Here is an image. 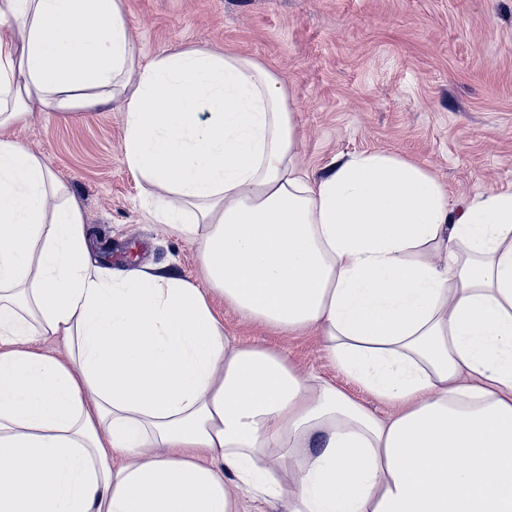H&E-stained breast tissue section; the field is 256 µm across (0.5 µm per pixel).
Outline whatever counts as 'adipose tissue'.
I'll use <instances>...</instances> for the list:
<instances>
[{
    "label": "adipose tissue",
    "instance_id": "adipose-tissue-1",
    "mask_svg": "<svg viewBox=\"0 0 512 512\" xmlns=\"http://www.w3.org/2000/svg\"><path fill=\"white\" fill-rule=\"evenodd\" d=\"M120 99L158 223L202 284L108 280L81 208L0 137V512H512V190L451 208L385 153L309 180L285 84L171 48L141 63L122 0H0V128ZM209 121H201L202 112ZM318 330L380 417L280 352L233 343L209 292ZM62 341L66 358L34 343Z\"/></svg>",
    "mask_w": 512,
    "mask_h": 512
}]
</instances>
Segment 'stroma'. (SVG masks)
I'll return each mask as SVG.
<instances>
[{"mask_svg":"<svg viewBox=\"0 0 512 512\" xmlns=\"http://www.w3.org/2000/svg\"><path fill=\"white\" fill-rule=\"evenodd\" d=\"M143 59L178 46L231 52L282 78L298 161L383 152L413 162L450 205L512 188V0H122ZM39 156L80 204L105 276L139 269L199 279L200 241L157 223L166 191L124 161L119 103L37 112L0 132ZM228 335L282 352L378 415L387 405L331 362L312 330L281 333L212 295Z\"/></svg>","mask_w":512,"mask_h":512,"instance_id":"obj_1","label":"stroma"}]
</instances>
